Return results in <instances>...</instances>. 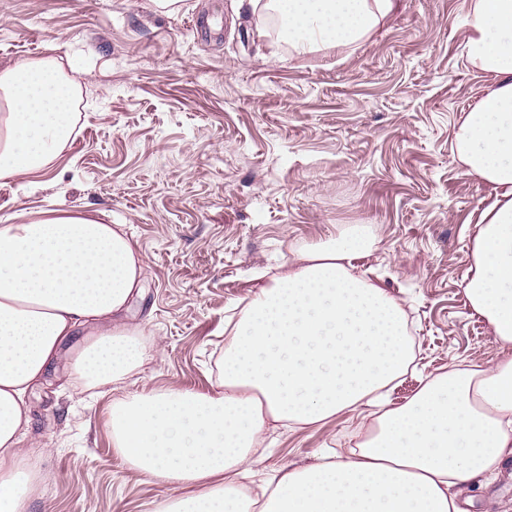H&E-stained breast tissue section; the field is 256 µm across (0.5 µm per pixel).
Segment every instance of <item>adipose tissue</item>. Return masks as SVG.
<instances>
[{"instance_id": "1", "label": "adipose tissue", "mask_w": 512, "mask_h": 512, "mask_svg": "<svg viewBox=\"0 0 512 512\" xmlns=\"http://www.w3.org/2000/svg\"><path fill=\"white\" fill-rule=\"evenodd\" d=\"M278 17L298 52L367 38L394 0H249ZM467 62L492 83L454 130L467 175L499 195L472 240L463 291L496 342L512 345V0H472ZM79 84L59 58L0 66V180L46 171L78 121ZM376 244L356 225L299 249L231 329L215 391L152 390L113 402L112 445L140 472L174 483L162 512H463L456 490L512 456V355L429 376L404 404L386 388L415 359L404 310L352 271ZM143 261L122 225L43 209L0 225V512H24L37 474L20 448L28 398L62 345L89 339L73 372L85 388L117 384L142 365L137 332L118 318L142 288ZM369 407L346 458L282 469L256 494L247 472L268 422L326 423Z\"/></svg>"}]
</instances>
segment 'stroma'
<instances>
[{
  "label": "stroma",
  "mask_w": 512,
  "mask_h": 512,
  "mask_svg": "<svg viewBox=\"0 0 512 512\" xmlns=\"http://www.w3.org/2000/svg\"><path fill=\"white\" fill-rule=\"evenodd\" d=\"M182 2L164 13L149 0H0V65L72 59L84 103L50 172L0 180V221L59 208L125 225L144 264L128 321L152 353L124 382L80 394L62 350L29 397L23 449L47 479L27 512H159L176 498L113 448V400L212 391L228 318L298 249L357 224L376 238L357 274L412 324L417 367L391 384L393 405L428 375L503 355L463 292L496 198L451 149L491 83L463 56L470 0H397L363 41L306 54L248 0ZM358 422L277 430L253 477L346 457ZM460 497L500 512L512 459Z\"/></svg>",
  "instance_id": "35a3bbf8"
}]
</instances>
